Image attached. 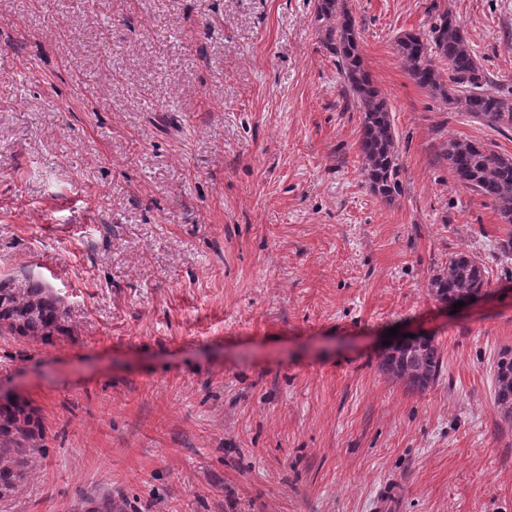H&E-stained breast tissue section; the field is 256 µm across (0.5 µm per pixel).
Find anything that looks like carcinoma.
Returning a JSON list of instances; mask_svg holds the SVG:
<instances>
[{"label":"carcinoma","mask_w":512,"mask_h":512,"mask_svg":"<svg viewBox=\"0 0 512 512\" xmlns=\"http://www.w3.org/2000/svg\"><path fill=\"white\" fill-rule=\"evenodd\" d=\"M315 20L324 31V45L333 57L362 119L359 152L372 192L387 202L401 195L398 143L389 115L388 102L374 86L363 67L356 20L347 0H317ZM396 52L415 83L448 108L460 107L472 118L497 130H512V89H490L492 79L461 23L445 12L426 32L401 34ZM448 64V82H443L434 59ZM456 181L486 198L507 224V239L500 254L512 260V156L482 145L450 139L444 148ZM487 280L482 263L465 252L448 258V266L435 271L430 288L445 305L468 301L485 291ZM66 311L51 288L37 280L20 287L0 283V336L29 338L46 343L64 332ZM441 352L430 337L408 338L383 354L382 368L408 389L424 393L437 379ZM494 403L501 417L512 422V356L502 354L495 366ZM45 428L31 403L7 398L0 402V500L18 491L39 457L46 455Z\"/></svg>","instance_id":"1"}]
</instances>
